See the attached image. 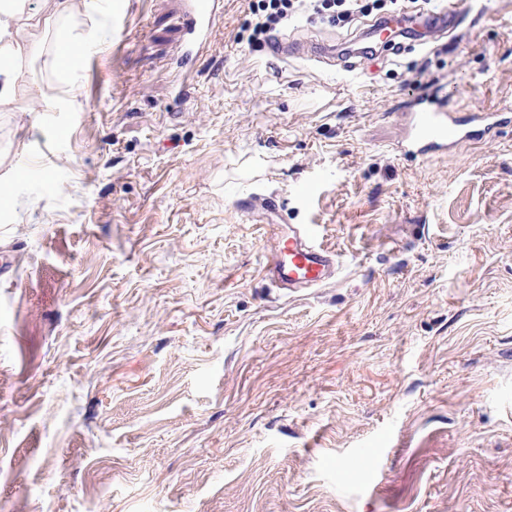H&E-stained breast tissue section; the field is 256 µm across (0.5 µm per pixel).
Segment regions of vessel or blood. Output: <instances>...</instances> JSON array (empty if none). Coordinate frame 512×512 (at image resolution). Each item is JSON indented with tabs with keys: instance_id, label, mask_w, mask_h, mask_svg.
Wrapping results in <instances>:
<instances>
[{
	"instance_id": "1",
	"label": "vessel or blood",
	"mask_w": 512,
	"mask_h": 512,
	"mask_svg": "<svg viewBox=\"0 0 512 512\" xmlns=\"http://www.w3.org/2000/svg\"><path fill=\"white\" fill-rule=\"evenodd\" d=\"M219 0H190L186 28L196 42H203L214 21ZM464 7L463 0H438L430 19L443 31H451ZM270 53L280 59L312 56L300 43L273 38ZM401 135L396 144L399 155L425 160L448 153L464 142L495 139L501 127L512 124V110L453 112L439 103L419 101L397 115ZM273 243L263 254L262 269L272 285L286 295L310 291L334 283L341 265L334 251L318 242L312 224L289 226L287 233H272Z\"/></svg>"
}]
</instances>
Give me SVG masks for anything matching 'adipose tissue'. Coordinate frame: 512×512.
I'll return each mask as SVG.
<instances>
[{"label":"adipose tissue","mask_w":512,"mask_h":512,"mask_svg":"<svg viewBox=\"0 0 512 512\" xmlns=\"http://www.w3.org/2000/svg\"><path fill=\"white\" fill-rule=\"evenodd\" d=\"M47 15L38 20L27 10V0H0V106L15 105L21 95L16 63L26 55L40 22L69 17L74 0H45Z\"/></svg>","instance_id":"adipose-tissue-1"}]
</instances>
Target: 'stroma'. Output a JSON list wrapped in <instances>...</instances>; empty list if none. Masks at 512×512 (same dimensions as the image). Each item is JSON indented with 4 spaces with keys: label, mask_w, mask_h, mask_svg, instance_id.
I'll return each instance as SVG.
<instances>
[{
    "label": "stroma",
    "mask_w": 512,
    "mask_h": 512,
    "mask_svg": "<svg viewBox=\"0 0 512 512\" xmlns=\"http://www.w3.org/2000/svg\"><path fill=\"white\" fill-rule=\"evenodd\" d=\"M249 3L187 57L178 0H106L71 71L50 29L18 68L0 512H512V126L393 150L409 95L512 108V0L354 74L249 45ZM254 194L318 225L334 284H269Z\"/></svg>",
    "instance_id": "35a3bbf8"
}]
</instances>
